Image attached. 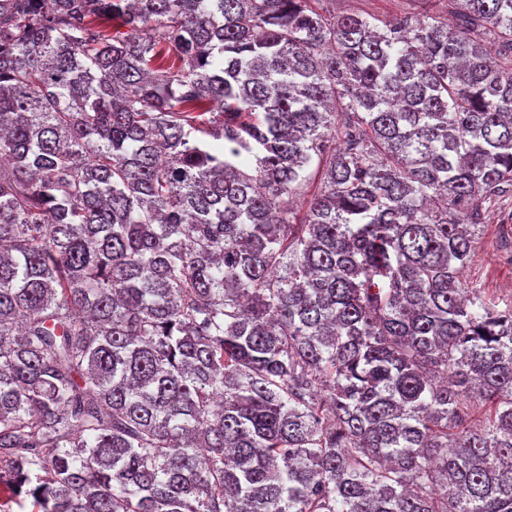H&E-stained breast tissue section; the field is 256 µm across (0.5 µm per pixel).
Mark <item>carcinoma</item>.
Returning a JSON list of instances; mask_svg holds the SVG:
<instances>
[{
	"label": "carcinoma",
	"mask_w": 512,
	"mask_h": 512,
	"mask_svg": "<svg viewBox=\"0 0 512 512\" xmlns=\"http://www.w3.org/2000/svg\"><path fill=\"white\" fill-rule=\"evenodd\" d=\"M331 2L0 0L10 500L512 512V0ZM417 4L412 0H336L334 8L336 14L361 12L364 15L369 13L380 18H392L412 11ZM419 6L416 8L420 9ZM482 223L475 229V254L464 279L503 308L512 299V195L484 203Z\"/></svg>",
	"instance_id": "obj_1"
}]
</instances>
